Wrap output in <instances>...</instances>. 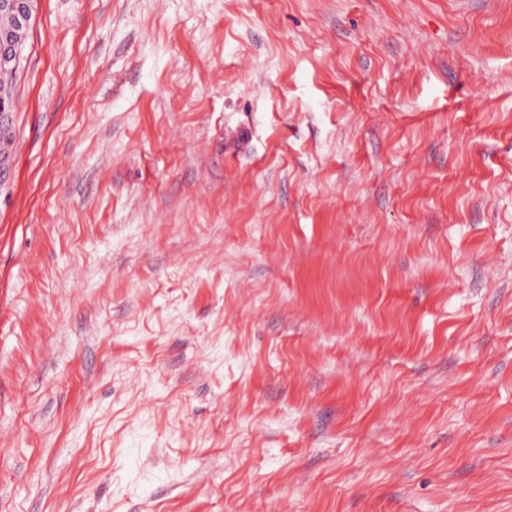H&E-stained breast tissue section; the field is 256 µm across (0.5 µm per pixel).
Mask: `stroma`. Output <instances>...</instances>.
<instances>
[{
	"label": "stroma",
	"mask_w": 512,
	"mask_h": 512,
	"mask_svg": "<svg viewBox=\"0 0 512 512\" xmlns=\"http://www.w3.org/2000/svg\"><path fill=\"white\" fill-rule=\"evenodd\" d=\"M0 512H512V0H32Z\"/></svg>",
	"instance_id": "1"
}]
</instances>
